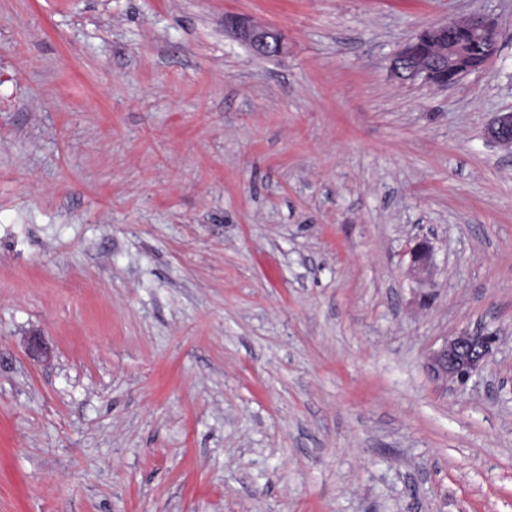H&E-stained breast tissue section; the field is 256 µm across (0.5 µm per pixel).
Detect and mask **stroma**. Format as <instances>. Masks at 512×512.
I'll list each match as a JSON object with an SVG mask.
<instances>
[{
	"instance_id": "1",
	"label": "stroma",
	"mask_w": 512,
	"mask_h": 512,
	"mask_svg": "<svg viewBox=\"0 0 512 512\" xmlns=\"http://www.w3.org/2000/svg\"><path fill=\"white\" fill-rule=\"evenodd\" d=\"M511 108L512 0H0V512H512ZM225 22L243 42L255 49L257 55L268 57L282 52V39L278 35L273 39L270 29L254 26L250 20L232 15L226 17ZM442 45L446 52L428 58V49ZM477 49L479 52H477ZM497 54V22L476 14L465 21L452 19L420 32L393 57L391 69L401 81L448 87L461 77L483 69ZM487 137L495 144L512 146V110L497 114L487 129ZM496 342L497 336L491 333L464 330L431 350L425 369L436 380L464 383L485 365Z\"/></svg>"
}]
</instances>
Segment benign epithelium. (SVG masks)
<instances>
[{"label": "benign epithelium", "mask_w": 512, "mask_h": 512, "mask_svg": "<svg viewBox=\"0 0 512 512\" xmlns=\"http://www.w3.org/2000/svg\"><path fill=\"white\" fill-rule=\"evenodd\" d=\"M225 22L256 54L268 57L282 52V39L272 37L270 29L232 15ZM434 44L444 46L446 52L430 59L428 49ZM496 54L497 22L491 16L476 14L462 22L450 19L420 32L394 55L391 69L401 81L419 80L448 87L464 75L483 69ZM487 137L495 144L512 146V111L497 114ZM410 255L413 265L424 269L433 260V246L423 239L411 248ZM496 342L497 337L491 333L464 330L430 351L425 369L436 380L464 383L485 365ZM26 350L34 360L48 357V348L39 336L28 340Z\"/></svg>", "instance_id": "benign-epithelium-1"}]
</instances>
